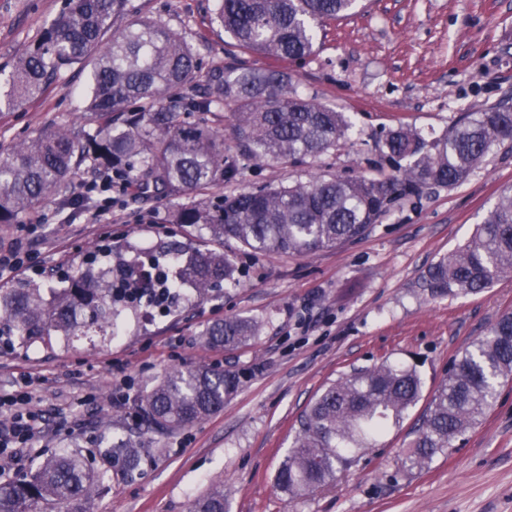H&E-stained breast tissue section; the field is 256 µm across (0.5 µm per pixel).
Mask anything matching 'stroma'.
<instances>
[{"label":"stroma","mask_w":512,"mask_h":512,"mask_svg":"<svg viewBox=\"0 0 512 512\" xmlns=\"http://www.w3.org/2000/svg\"><path fill=\"white\" fill-rule=\"evenodd\" d=\"M70 0H0V71L14 63L60 17ZM211 0H128L124 22L160 20L192 45L198 84L243 54L213 22ZM314 55L287 62L297 91L346 112L351 138L302 165L248 163L225 195L315 174L351 178L391 172L376 145L401 125L437 136L465 112L512 100V0H360L351 14L316 32ZM87 68L56 81L15 108L0 111V158L51 127L89 125L83 93ZM512 186V149L501 148L455 187L432 185L397 203L358 240L309 257L236 252L238 286L199 299L183 288L170 311L126 308V332L46 350L0 349V393L33 378V408L45 438L33 448H1L0 478L19 479L46 457L77 453L102 480L86 512H188L212 485L223 484L229 512H512V377L494 404L427 469L408 472L400 454L451 361L512 312V276L477 294L434 298L419 283L429 265L463 244L500 191ZM172 200L116 197L110 220L87 221L84 205L58 200L34 207L18 223L0 224V241L25 239L30 259L19 277L53 287L77 274L96 246L144 258L160 246L189 253L207 236L164 223ZM241 315L261 325L242 347L208 344L204 329ZM417 363L421 400L382 446L336 485L304 498L277 492L275 473L297 419L323 389L352 368L381 359ZM214 364L234 372L236 392L224 408L174 432L141 417V398L176 367ZM80 428L70 431L72 421ZM138 448L129 472L107 450Z\"/></svg>","instance_id":"1"}]
</instances>
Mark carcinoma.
<instances>
[{"label": "carcinoma", "instance_id": "carcinoma-1", "mask_svg": "<svg viewBox=\"0 0 512 512\" xmlns=\"http://www.w3.org/2000/svg\"><path fill=\"white\" fill-rule=\"evenodd\" d=\"M127 0H72L45 28L0 82V108L42 92L75 65L92 66L87 111L95 126L51 128L0 159V224H15L27 210L62 197L70 175L89 160L115 190L143 200L181 199L238 179L243 161L302 163L336 148L352 129L346 113L304 97L288 70L238 64L211 72L193 94L167 95L194 82L196 56L179 33L146 18L114 28ZM357 0H215V17L238 48L279 61L315 52L316 28L345 17ZM229 108L236 150L198 113ZM512 149V104L501 102L465 112L430 140L400 126L381 152L395 173L344 179L318 176L306 182L266 185L236 195L182 204L170 224L203 230L217 247L181 261L169 277L167 251L141 268L149 279L137 301H155V289L192 284L205 299L216 285L239 284L235 256L219 249L234 240L254 254L310 256L364 235L398 200L429 185L463 183L490 153ZM112 253L64 288L34 280L0 286V341L54 349L91 332L114 337L122 310L112 305ZM512 275V186L504 188L483 223L455 251L432 263L420 287L432 296L483 291ZM260 325L229 316L207 327L213 345L240 346ZM512 375V313L502 315L448 369L429 407L414 427L402 467L424 470L492 406L499 380ZM236 374L200 364L174 368L141 400L143 416L160 432L203 420L224 407L238 387ZM423 381L410 365L383 359L344 374L309 403L276 472L277 491L310 495L336 484L339 474L399 425L415 407ZM136 448H118L112 462L138 464ZM101 476L76 455H54L19 480L0 483V512H84ZM191 512H225L224 487L199 496Z\"/></svg>", "mask_w": 512, "mask_h": 512}]
</instances>
